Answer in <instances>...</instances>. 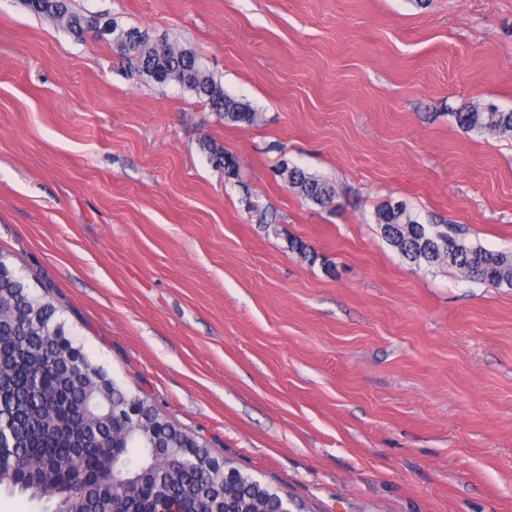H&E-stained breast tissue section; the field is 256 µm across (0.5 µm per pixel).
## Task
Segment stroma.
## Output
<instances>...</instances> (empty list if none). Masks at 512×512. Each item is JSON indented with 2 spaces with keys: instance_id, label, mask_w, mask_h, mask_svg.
I'll list each match as a JSON object with an SVG mask.
<instances>
[{
  "instance_id": "35a3bbf8",
  "label": "stroma",
  "mask_w": 512,
  "mask_h": 512,
  "mask_svg": "<svg viewBox=\"0 0 512 512\" xmlns=\"http://www.w3.org/2000/svg\"><path fill=\"white\" fill-rule=\"evenodd\" d=\"M72 3L195 50L262 115L0 0V252L89 358L297 512H512V287L415 267L374 219L400 200L512 253V138L453 117L512 112V0ZM453 116L465 132L477 131L491 136L512 135V112L480 109L468 102L454 112ZM202 149L209 155L211 162H216L224 169L227 176H235L238 169V161L235 156L224 151L223 146L213 140L204 141ZM281 181L305 200L321 207L332 205L336 191L329 182L282 161L276 168Z\"/></svg>"
}]
</instances>
